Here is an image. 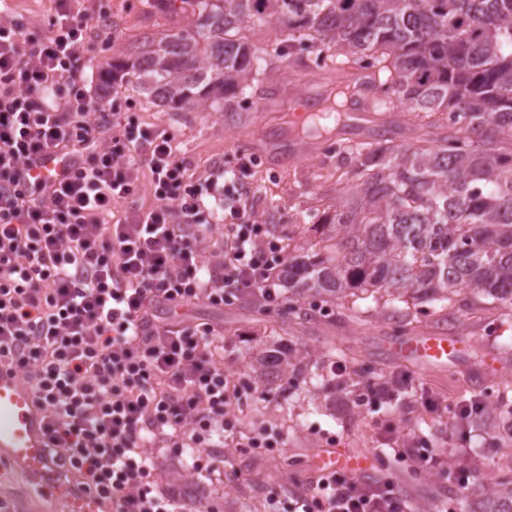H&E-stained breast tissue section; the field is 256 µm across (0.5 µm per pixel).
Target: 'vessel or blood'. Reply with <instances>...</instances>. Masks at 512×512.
Listing matches in <instances>:
<instances>
[{
    "label": "vessel or blood",
    "mask_w": 512,
    "mask_h": 512,
    "mask_svg": "<svg viewBox=\"0 0 512 512\" xmlns=\"http://www.w3.org/2000/svg\"><path fill=\"white\" fill-rule=\"evenodd\" d=\"M466 342L462 336H408L395 341L393 353L424 368L451 363ZM47 422L31 389L0 369V456L9 459L43 488L53 490L65 512H107L97 496L68 481L48 452Z\"/></svg>",
    "instance_id": "1"
}]
</instances>
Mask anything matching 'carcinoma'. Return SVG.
Returning a JSON list of instances; mask_svg holds the SVG:
<instances>
[{
    "label": "carcinoma",
    "mask_w": 512,
    "mask_h": 512,
    "mask_svg": "<svg viewBox=\"0 0 512 512\" xmlns=\"http://www.w3.org/2000/svg\"><path fill=\"white\" fill-rule=\"evenodd\" d=\"M186 22L147 37L132 63L150 102L170 110L223 106L260 81L264 57L280 62L336 49V64L372 70L369 109L403 105L432 115L436 137L406 147L379 138L351 153L346 197L325 215L319 248L288 258L295 301H342L356 291L410 297L441 312L465 291L469 310L487 302L512 312V0H180ZM268 26L259 48L244 30ZM361 95L339 81L325 98ZM309 363L294 347L266 349L250 363L270 390ZM512 474L460 499V512H503Z\"/></svg>",
    "instance_id": "carcinoma-1"
}]
</instances>
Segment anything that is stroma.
<instances>
[{
	"label": "stroma",
	"mask_w": 512,
	"mask_h": 512,
	"mask_svg": "<svg viewBox=\"0 0 512 512\" xmlns=\"http://www.w3.org/2000/svg\"><path fill=\"white\" fill-rule=\"evenodd\" d=\"M11 17L33 40L49 32L55 0H11ZM93 19L87 26L86 47L92 59L86 69L87 87L103 88L102 77L115 57L124 55L140 35L158 36L182 26L181 15L168 11L162 0H86ZM299 66L269 72L238 98L232 112L195 107L163 112L144 95L126 90L114 108L143 127L159 126L175 138L179 152L199 172L214 165L232 169L239 154L253 156L255 165L246 181L253 190L257 219L267 224L287 251L310 248L316 226L332 211L343 183L336 170L339 146L356 147L375 141L387 128L394 144L407 145L413 137L406 107L369 113L357 119V105L345 103L340 120H326L321 135L304 132L302 123L319 110L326 89V71L316 54L301 52ZM394 305L374 294L353 303L325 302L311 322L288 320L280 309L265 310L252 297L213 307L198 303L181 309L188 325H212L224 336V368L237 377L240 393L229 409L237 425L236 439H225L214 449V472H196L184 456L164 448L146 454L161 487L179 492L195 489L215 512H272L267 501L271 488L310 492L315 484L314 462L325 448H335L371 459L362 474L365 482L393 478L406 498L429 501L435 507L456 506L455 475L469 468L475 485L512 466V421L482 423L476 417L455 422L461 406L478 402L497 404L503 386L512 382V316L492 305L461 311L447 310L438 320L429 308H411L413 318L400 329ZM421 336L464 335L469 339L455 363L424 369L393 357L391 341L400 333ZM296 342L311 370L332 379L336 366L352 371L368 369V382L407 379L409 388L395 400L370 395L366 384L329 396L317 392L309 378L278 383L270 397L255 393L249 377L253 356L278 339ZM438 401L430 410L429 401ZM281 433L278 448L258 451L244 442L255 431ZM426 442L442 451V473H415L411 459L375 461L379 448H402ZM0 512H63L49 491L24 476L0 457Z\"/></svg>",
	"instance_id": "35a3bbf8"
}]
</instances>
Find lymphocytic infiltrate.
<instances>
[{
  "mask_svg": "<svg viewBox=\"0 0 512 512\" xmlns=\"http://www.w3.org/2000/svg\"><path fill=\"white\" fill-rule=\"evenodd\" d=\"M84 0H56L28 39L0 10V367L33 389L53 456L117 512H186L155 489L145 450L193 449L207 464L238 394L209 325L155 321L162 304L283 300L287 251L223 168L199 174L171 133L109 111L85 79ZM55 156L56 182L33 163ZM149 183L155 202L115 215ZM221 235H214L216 223ZM288 512H409L393 480L322 477Z\"/></svg>",
  "mask_w": 512,
  "mask_h": 512,
  "instance_id": "1",
  "label": "lymphocytic infiltrate"
}]
</instances>
